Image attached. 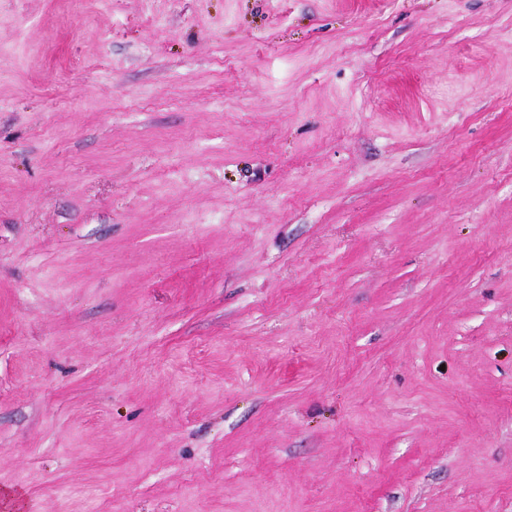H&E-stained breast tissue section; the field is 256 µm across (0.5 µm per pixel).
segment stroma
Wrapping results in <instances>:
<instances>
[{
  "label": "stroma",
  "instance_id": "35a3bbf8",
  "mask_svg": "<svg viewBox=\"0 0 512 512\" xmlns=\"http://www.w3.org/2000/svg\"><path fill=\"white\" fill-rule=\"evenodd\" d=\"M512 512V0H0V492Z\"/></svg>",
  "mask_w": 512,
  "mask_h": 512
}]
</instances>
